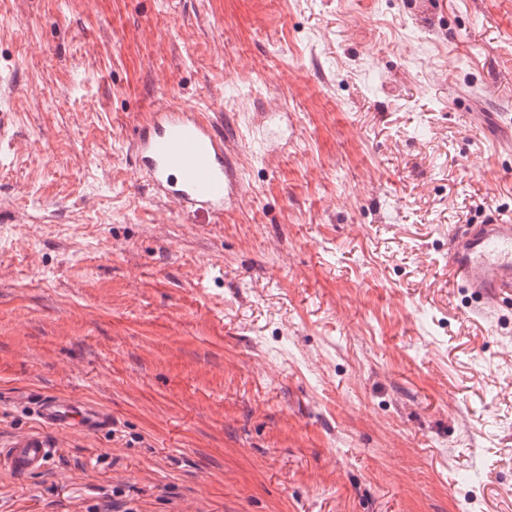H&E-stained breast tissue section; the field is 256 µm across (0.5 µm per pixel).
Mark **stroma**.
<instances>
[{
    "mask_svg": "<svg viewBox=\"0 0 512 512\" xmlns=\"http://www.w3.org/2000/svg\"><path fill=\"white\" fill-rule=\"evenodd\" d=\"M163 101L222 217L136 174ZM0 113V448H57L0 512H512V301L448 273L512 218V0H0ZM138 172L155 198L185 211L224 214V204L242 193L224 136L197 105L158 104L134 141ZM34 412L45 425L53 428H78L94 434L107 428L112 421L111 414L73 398L55 395L40 397L34 402Z\"/></svg>",
    "mask_w": 512,
    "mask_h": 512,
    "instance_id": "35a3bbf8",
    "label": "stroma"
}]
</instances>
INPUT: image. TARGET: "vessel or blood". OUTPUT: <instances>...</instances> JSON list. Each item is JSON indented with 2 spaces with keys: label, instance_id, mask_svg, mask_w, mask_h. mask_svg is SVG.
I'll return each instance as SVG.
<instances>
[{
  "label": "vessel or blood",
  "instance_id": "obj_1",
  "mask_svg": "<svg viewBox=\"0 0 512 512\" xmlns=\"http://www.w3.org/2000/svg\"><path fill=\"white\" fill-rule=\"evenodd\" d=\"M138 172L155 198L185 211L223 215L227 201L243 191L230 163L227 144L199 107L158 104L139 127L134 141ZM448 264L457 287L478 303L512 297V221L492 214L467 224L448 238ZM34 412L53 428H78L93 434L107 428L111 414L72 398L40 397ZM55 453L47 438L29 433L0 448V466L20 477L42 471Z\"/></svg>",
  "mask_w": 512,
  "mask_h": 512
}]
</instances>
